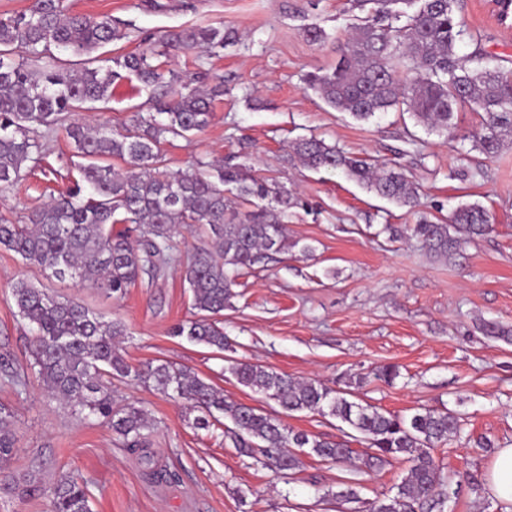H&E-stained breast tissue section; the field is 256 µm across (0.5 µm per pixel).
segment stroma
I'll return each instance as SVG.
<instances>
[{
  "label": "stroma",
  "mask_w": 512,
  "mask_h": 512,
  "mask_svg": "<svg viewBox=\"0 0 512 512\" xmlns=\"http://www.w3.org/2000/svg\"><path fill=\"white\" fill-rule=\"evenodd\" d=\"M69 12L111 19L123 33L105 56L135 52L146 41L191 26L234 29L218 55L189 50L163 57V68L224 79L210 125L191 139L163 147L169 170L194 160H233L241 139L251 142L256 175L273 179L297 200L288 211L286 252L243 270L221 321L230 348L217 352L174 336L193 318L185 271L198 240L174 234L177 258L156 279L112 295L50 271L23 264L0 248V408L14 420L15 451L0 473V512H47L32 486L74 472L83 480L92 512H366L393 495L405 460L383 465L333 464L313 455L288 474L262 467L233 447L226 425L196 428L183 403L137 382L113 380L118 401L149 415L152 464L104 424L71 412L46 395L27 373L31 330L17 313L13 284L28 279L54 296L83 302L105 319L121 320V353L135 368L167 361L223 389L226 396L279 417L288 427L347 442L359 455L367 446L340 420L316 412L284 413L273 401L228 373L230 361L257 363L330 387L349 381L352 398L408 416L427 408L461 420L460 435L433 455L452 497L448 512H512V503L485 480L496 449L512 446V342L489 336L486 325L512 326V145L494 156L460 159L445 136L395 110L367 121L328 106L306 76L331 70L345 49L352 16L347 0H64ZM467 34L458 54L479 50L512 70V27L502 26L488 0H459ZM325 31L323 42L306 37ZM151 89L137 79L112 87L110 103L81 120L120 131L147 109ZM373 163H399L418 187L416 209L383 199L342 172L314 171L290 156V145L310 135ZM44 153L28 163L19 182L0 188V213L14 223L71 186L80 159L65 132H42ZM477 202L494 230L463 243L452 259L430 256L409 228L420 217H448L459 204ZM398 228L389 240L382 228ZM393 364V383L375 377ZM26 372L24 386L10 375ZM491 447H484V440ZM352 487L354 499L335 493Z\"/></svg>",
  "instance_id": "obj_1"
}]
</instances>
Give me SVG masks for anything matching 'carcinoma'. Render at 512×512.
<instances>
[{
	"label": "carcinoma",
	"instance_id": "obj_1",
	"mask_svg": "<svg viewBox=\"0 0 512 512\" xmlns=\"http://www.w3.org/2000/svg\"><path fill=\"white\" fill-rule=\"evenodd\" d=\"M361 15L351 24L347 49L336 67L309 76V85L339 112L368 120L391 109L405 110L430 130L448 135L456 108L477 113L479 126L460 136L483 154L498 152L512 140V72L491 64L477 52L475 66L456 52L464 31L456 0H350ZM123 38L108 18L65 12L63 0H33L25 12L0 18V186L17 182L27 163L41 156L37 129L65 124L68 137L84 162L79 179L65 194L36 209L28 223L0 216V248L51 271L112 294H124L142 275L160 276L174 260L171 233L177 224H194L209 246L193 247L185 279L192 293L195 318L175 327L174 335L222 352L228 348L217 316L234 297L238 272L288 249L286 218L294 200L274 181L252 174L244 162L217 164L198 160L171 172L161 145L203 132L212 119L215 98L224 81L214 85L153 63L169 49L211 53L235 38L222 27L197 26L172 31L159 44L117 55L98 64L97 52ZM62 49L81 58L74 69L53 55ZM48 58L40 70L27 58ZM134 76L147 87H166L173 99L156 98L149 111L137 113L132 125L114 131L106 124L90 127L66 117L93 110L112 98V84ZM292 153L312 170H340L377 195L403 206L418 205V187L397 165L371 164L349 156L311 136L292 144ZM126 165L118 172L112 161ZM115 224H135L133 241ZM493 230L489 212L478 203L461 204L448 223L424 220L412 236L437 258L457 252L461 238ZM11 295L18 315L32 326L29 369L48 391L73 410L93 416L141 451L151 462L143 431L145 411L118 403L112 380H133L184 401L199 410L195 425L210 427L220 415L232 422L234 447L265 467L280 471L299 464L293 449L308 448L323 461L349 458L340 441L294 431L279 419L237 402L184 367L168 362L136 369L129 365L116 338L124 326L106 320L84 304L49 295L20 279ZM228 372L245 387L263 393L288 412L328 413L360 434L372 453L366 464L402 459L410 463L395 495L372 503L369 512H444L449 498L432 450L460 434L451 412L420 409L408 418L362 405L348 391L320 382L300 381L260 364L230 361ZM13 420L0 416V467L14 453ZM50 512H91L87 491L71 473L41 489Z\"/></svg>",
	"mask_w": 512,
	"mask_h": 512
}]
</instances>
